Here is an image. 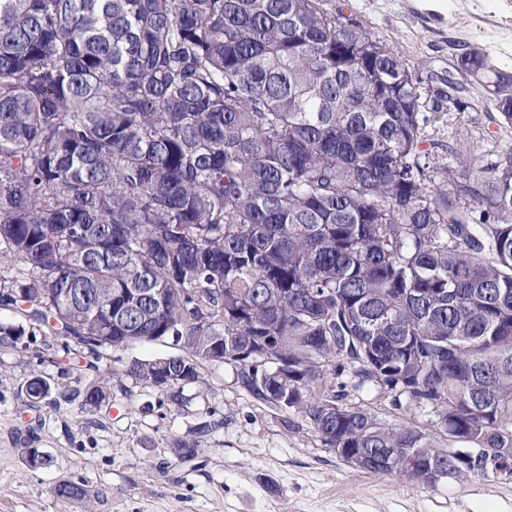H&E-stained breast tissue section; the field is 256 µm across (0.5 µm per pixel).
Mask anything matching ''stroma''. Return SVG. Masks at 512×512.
<instances>
[{
  "label": "stroma",
  "mask_w": 512,
  "mask_h": 512,
  "mask_svg": "<svg viewBox=\"0 0 512 512\" xmlns=\"http://www.w3.org/2000/svg\"><path fill=\"white\" fill-rule=\"evenodd\" d=\"M341 21L393 48L421 87L445 86L462 49L481 48L491 64L512 71V0H324ZM426 133L497 159L512 147V128L486 113L429 112ZM63 339L47 330L0 345V512H512V460H486L482 469L435 484L405 475L354 469L325 445L310 420L255 398L235 365L207 362L187 386L191 403L178 407L164 392L123 375L134 357L178 353L172 341L135 343L100 364L110 376L109 403L91 412L60 400L85 377L81 362L55 366ZM48 377L53 396L31 406L24 390ZM344 406L371 412L389 429L411 427L442 448L447 434L430 409L372 386L357 387L344 370ZM208 424L199 433L200 424ZM196 444L193 461L176 462L177 443ZM46 451L49 468H29L25 447ZM63 480L84 484L89 501L56 497Z\"/></svg>",
  "instance_id": "1"
}]
</instances>
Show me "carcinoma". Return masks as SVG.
Wrapping results in <instances>:
<instances>
[{"instance_id":"obj_1","label":"carcinoma","mask_w":512,"mask_h":512,"mask_svg":"<svg viewBox=\"0 0 512 512\" xmlns=\"http://www.w3.org/2000/svg\"><path fill=\"white\" fill-rule=\"evenodd\" d=\"M459 62L489 96L453 92L448 111L511 127L512 73L475 46ZM427 109L399 53L322 0H0V311L72 341L55 364L77 351L96 373L131 336H190L148 383L179 386L176 405L223 358L331 448L438 454L336 403L344 353L358 385L511 448L512 149L486 163L450 145L437 183ZM59 288L89 294L99 331ZM104 388L61 396L96 409Z\"/></svg>"}]
</instances>
